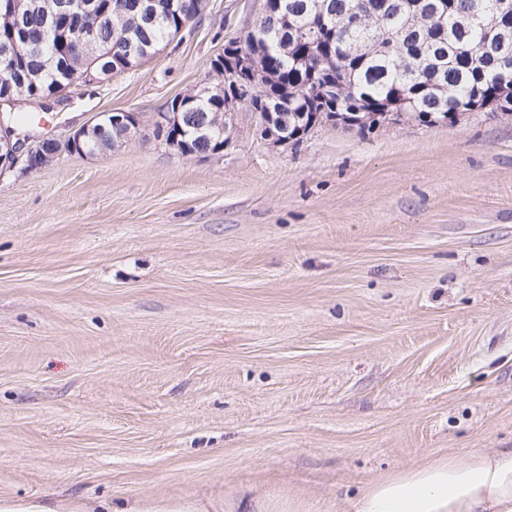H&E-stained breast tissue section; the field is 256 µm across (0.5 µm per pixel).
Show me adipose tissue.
<instances>
[{
  "label": "adipose tissue",
  "instance_id": "ef3b65f1",
  "mask_svg": "<svg viewBox=\"0 0 512 512\" xmlns=\"http://www.w3.org/2000/svg\"><path fill=\"white\" fill-rule=\"evenodd\" d=\"M352 512H512V448L440 459L377 480ZM0 512H198L189 499L141 498L117 506L102 499L45 500L0 496Z\"/></svg>",
  "mask_w": 512,
  "mask_h": 512
}]
</instances>
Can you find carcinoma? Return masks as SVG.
<instances>
[{
	"instance_id": "cac0c4a2",
	"label": "carcinoma",
	"mask_w": 512,
	"mask_h": 512,
	"mask_svg": "<svg viewBox=\"0 0 512 512\" xmlns=\"http://www.w3.org/2000/svg\"><path fill=\"white\" fill-rule=\"evenodd\" d=\"M63 0H17L15 32L0 22V49L18 44L26 57L24 69L0 72V97L24 102L57 95L74 84L73 75L85 57L103 58L108 70L124 71L148 58L145 48H160L179 26L187 25L194 0H143V12L127 10V0L111 3L112 24L95 12L83 16L80 31L93 34L86 56L69 54V41L50 28ZM288 9L263 13L251 29L232 39L235 49L266 45L273 54L257 53L254 69L263 95L252 99L257 112L309 115L336 103H363L379 112L387 102L402 103L406 121L432 125L448 114L454 125L460 116L512 82V30L494 25L502 4L512 0H285ZM359 7L360 23L346 19ZM479 12L488 23L470 26L463 17ZM326 28L315 43L307 35ZM224 111V101L208 102L192 112L179 143L198 151L209 148L197 126ZM88 149L112 146L110 117L101 120Z\"/></svg>"
}]
</instances>
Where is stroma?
Wrapping results in <instances>:
<instances>
[{
	"label": "stroma",
	"mask_w": 512,
	"mask_h": 512,
	"mask_svg": "<svg viewBox=\"0 0 512 512\" xmlns=\"http://www.w3.org/2000/svg\"><path fill=\"white\" fill-rule=\"evenodd\" d=\"M263 0H209L154 57L25 106L65 138L212 82ZM512 448V120L315 128L221 154L152 128L0 174V495L242 491L351 512L383 476Z\"/></svg>",
	"instance_id": "obj_1"
}]
</instances>
